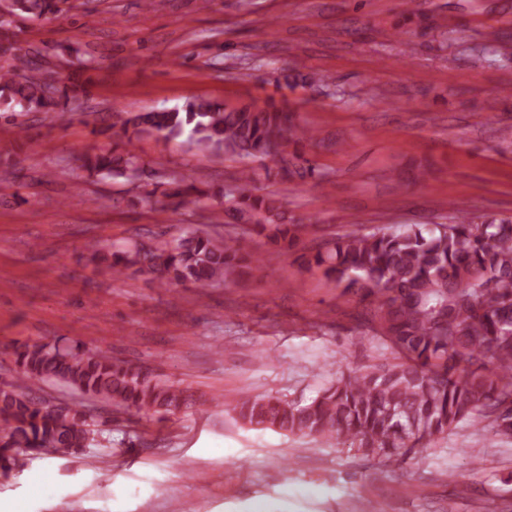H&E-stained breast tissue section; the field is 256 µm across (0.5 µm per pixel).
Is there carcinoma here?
<instances>
[{
    "label": "carcinoma",
    "instance_id": "carcinoma-1",
    "mask_svg": "<svg viewBox=\"0 0 512 512\" xmlns=\"http://www.w3.org/2000/svg\"><path fill=\"white\" fill-rule=\"evenodd\" d=\"M11 13L23 19L62 14L59 0H11ZM56 57L84 68L94 59L72 44L57 46ZM87 94L83 84H59L40 50L15 49L0 65V116L64 112ZM106 130L132 140L158 133L182 136L200 152L225 153L275 163L284 177L303 179L316 167L295 149L314 139L294 115L271 104L229 107L205 98L153 112L110 115ZM91 176L137 180L146 162L127 150L81 156ZM241 173L238 193L224 207V223L251 224L292 247L305 224H286L278 200L249 189ZM163 192L179 207L203 194L184 180ZM103 269L120 277L127 271L161 285L191 283L208 288L262 259L242 252L234 240L197 233L174 242L98 255ZM314 265L369 307L362 318L392 354L383 364L343 374L301 403L244 394L235 406L251 426L276 427L289 434L316 435L355 448L366 456L406 464L409 448L432 442L469 425L501 440L512 438V220L457 216L447 224H408L377 228L336 239L317 253ZM37 379L70 386L98 401L125 408H178L184 392L153 379L107 351L86 355L58 344L33 343L16 353L12 379L0 384V468L19 467L13 452L31 448L67 455L88 448L100 435L79 407L60 408L36 399L28 383Z\"/></svg>",
    "mask_w": 512,
    "mask_h": 512
}]
</instances>
